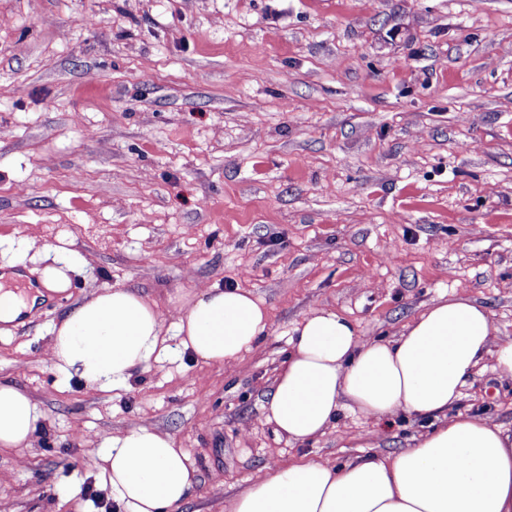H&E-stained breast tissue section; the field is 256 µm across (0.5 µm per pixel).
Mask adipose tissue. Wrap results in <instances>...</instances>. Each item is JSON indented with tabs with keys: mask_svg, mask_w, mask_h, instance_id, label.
<instances>
[{
	"mask_svg": "<svg viewBox=\"0 0 512 512\" xmlns=\"http://www.w3.org/2000/svg\"><path fill=\"white\" fill-rule=\"evenodd\" d=\"M179 350L229 364L268 326L251 291L212 287L177 298ZM157 303L129 288L92 293L51 328L55 368L100 389L168 354ZM493 358L512 375V339L495 340L480 304L442 296L387 341H362L354 323L315 310L274 382L265 417L289 441L323 435L342 409L383 421L431 416V430L397 455L288 462L224 503V512H512V434L478 414L454 413L468 380ZM42 414L18 387L0 383V447H31ZM99 466L123 512H172L195 469L174 437L148 425L112 436Z\"/></svg>",
	"mask_w": 512,
	"mask_h": 512,
	"instance_id": "ef3b65f1",
	"label": "adipose tissue"
}]
</instances>
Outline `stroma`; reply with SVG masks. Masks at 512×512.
Returning a JSON list of instances; mask_svg holds the SVG:
<instances>
[{"instance_id": "35a3bbf8", "label": "stroma", "mask_w": 512, "mask_h": 512, "mask_svg": "<svg viewBox=\"0 0 512 512\" xmlns=\"http://www.w3.org/2000/svg\"><path fill=\"white\" fill-rule=\"evenodd\" d=\"M67 242L70 285L0 333V381L43 419L0 449V512H123L93 459L137 425L175 437L177 512L282 462L396 455L431 420L341 411L288 441L265 419L301 319L388 340L442 295L512 338V0H0V268ZM250 289L260 341L225 365L163 356L102 390L52 364L53 323L130 288ZM512 431L494 361L457 407Z\"/></svg>"}]
</instances>
